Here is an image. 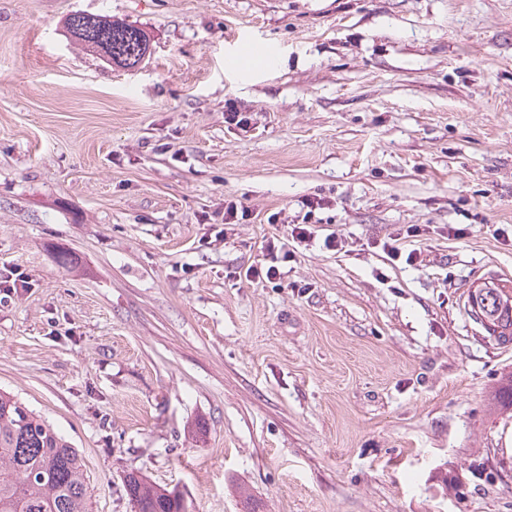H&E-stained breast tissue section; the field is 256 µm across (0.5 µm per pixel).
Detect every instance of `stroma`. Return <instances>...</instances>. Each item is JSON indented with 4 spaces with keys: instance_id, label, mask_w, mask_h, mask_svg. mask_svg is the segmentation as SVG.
Segmentation results:
<instances>
[{
    "instance_id": "35a3bbf8",
    "label": "stroma",
    "mask_w": 512,
    "mask_h": 512,
    "mask_svg": "<svg viewBox=\"0 0 512 512\" xmlns=\"http://www.w3.org/2000/svg\"><path fill=\"white\" fill-rule=\"evenodd\" d=\"M74 13L150 55L80 49ZM245 39L271 64L238 66ZM315 195L342 249L242 278ZM227 198L254 219L206 223ZM412 224L417 263L373 248ZM3 267L30 285L0 300V389L79 450L93 512H133L132 470L189 512L242 486L262 512H512V341L466 308L512 274V0H0ZM67 29L83 49L97 52L107 49V60L126 68L140 64L150 53L146 33L133 25L119 23L100 15L72 14L67 19Z\"/></svg>"
}]
</instances>
